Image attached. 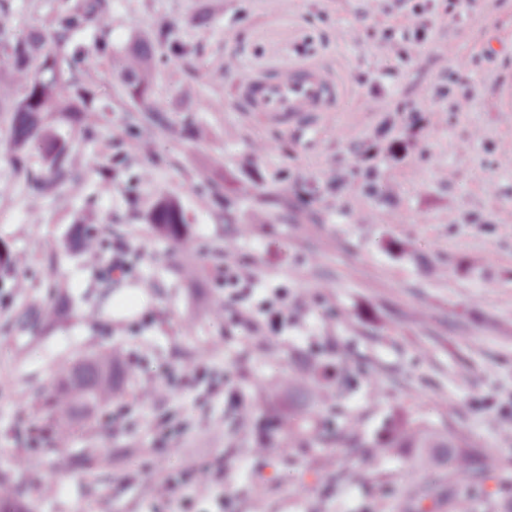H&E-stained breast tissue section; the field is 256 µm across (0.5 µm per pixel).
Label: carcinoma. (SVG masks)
Returning <instances> with one entry per match:
<instances>
[{"label":"carcinoma","mask_w":512,"mask_h":512,"mask_svg":"<svg viewBox=\"0 0 512 512\" xmlns=\"http://www.w3.org/2000/svg\"><path fill=\"white\" fill-rule=\"evenodd\" d=\"M109 24L105 0H84L56 17L55 35L50 40L39 31L16 36L10 27L0 26V46L11 74V81L0 82V112L9 113V138L15 150L13 166L26 172L27 186L35 191L64 183L70 172V148L46 129V119L55 117L69 125H81L92 114L109 107L98 98L93 83L76 77L83 57L79 48L71 45L76 33L92 26L103 29ZM159 50L174 59L188 55L172 31L164 28L153 37L134 43L119 59L124 96L139 111L129 123L127 133L131 138L143 130L165 129L169 125L167 109L155 98V53ZM28 147L42 155L47 163L45 171L28 169L23 153ZM148 224L162 240L183 243L190 239L185 213L174 200H159L149 213ZM15 266L16 253L0 240V277L7 276ZM121 375V365L108 353L86 358L57 378L44 396V403L59 425L57 436L69 435L62 423L107 407ZM251 426L256 432L257 450L275 442V434L260 417H252ZM340 438L338 430L318 428L288 409V445L312 446ZM372 447L397 455L413 450L422 466L442 471L431 483L406 487L409 512H466L469 504L460 498L456 486L486 481L501 467L496 458L476 450L466 436L407 419L391 420L385 434ZM0 512H29L22 492L2 478Z\"/></svg>","instance_id":"carcinoma-1"}]
</instances>
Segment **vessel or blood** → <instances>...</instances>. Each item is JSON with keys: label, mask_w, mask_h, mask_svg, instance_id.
Returning a JSON list of instances; mask_svg holds the SVG:
<instances>
[{"label": "vessel or blood", "mask_w": 512, "mask_h": 512, "mask_svg": "<svg viewBox=\"0 0 512 512\" xmlns=\"http://www.w3.org/2000/svg\"><path fill=\"white\" fill-rule=\"evenodd\" d=\"M239 101L249 112L282 122L310 112H331L342 86L328 68L303 64L274 77L240 74L234 78Z\"/></svg>", "instance_id": "obj_1"}]
</instances>
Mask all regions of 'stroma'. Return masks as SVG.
I'll list each match as a JSON object with an SVG mask.
<instances>
[{
    "instance_id": "obj_1",
    "label": "stroma",
    "mask_w": 512,
    "mask_h": 512,
    "mask_svg": "<svg viewBox=\"0 0 512 512\" xmlns=\"http://www.w3.org/2000/svg\"><path fill=\"white\" fill-rule=\"evenodd\" d=\"M15 30L49 31L73 0H10ZM111 26L76 36L84 78L109 98L99 124L67 137L72 187L31 192L15 171L0 115V240L25 256L18 288L0 295V476L20 485L32 512H401L406 483L427 472L411 455L367 448L397 415L468 436L506 462L483 485L512 493V112L495 102L494 79L512 71V0H435L427 46L392 66L376 34L414 22L412 0L395 15L374 0H108ZM170 27L190 48L158 68L171 126L151 153L124 134L129 114L112 58L137 35ZM241 71L313 62L335 69L344 96L313 131L278 127L242 111L224 78V59ZM454 83L447 101L434 89ZM419 110L408 128L402 108ZM201 129L190 139L183 123ZM130 166L111 182L99 170L113 152ZM227 195L278 188L294 215L243 204L234 223L211 207L207 185ZM335 188V201L324 194ZM177 199L192 243L156 238L146 216ZM103 240L129 241L132 274H105L69 248L75 225ZM251 234L239 253L262 284L287 283L311 297L304 324L274 342L212 315L224 292L215 273L236 225ZM60 327H34L47 303ZM335 319H327L325 309ZM118 352L124 370L112 409L135 430L113 432L106 414L71 427L70 462L49 447L43 390L70 364ZM353 372V389L330 404L309 398L302 418L352 421L360 448L267 449L239 436L227 391L255 413L288 410L289 390H309L310 363ZM158 382L150 402L139 387ZM175 452L154 468L159 432ZM193 467L207 487L179 483ZM176 480L155 510L151 487ZM52 494H45V487Z\"/></svg>"
}]
</instances>
